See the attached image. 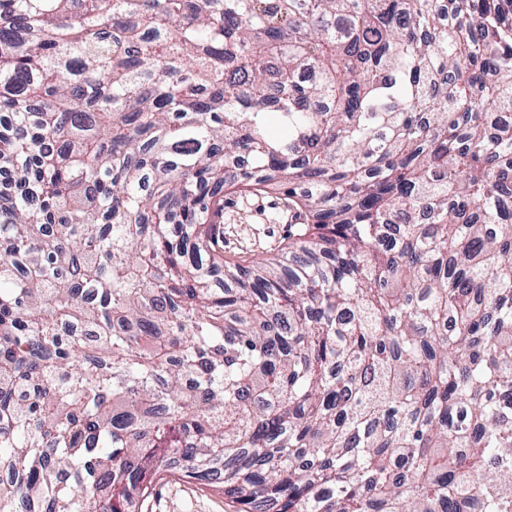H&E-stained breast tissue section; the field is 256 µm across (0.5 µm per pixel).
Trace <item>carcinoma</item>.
I'll return each mask as SVG.
<instances>
[{
    "mask_svg": "<svg viewBox=\"0 0 512 512\" xmlns=\"http://www.w3.org/2000/svg\"><path fill=\"white\" fill-rule=\"evenodd\" d=\"M506 1L0 0V512H512ZM282 195L237 194L224 201V256L263 258L288 236L293 213ZM139 512H234L218 489L187 480L178 473L160 481Z\"/></svg>",
    "mask_w": 512,
    "mask_h": 512,
    "instance_id": "cac0c4a2",
    "label": "carcinoma"
}]
</instances>
